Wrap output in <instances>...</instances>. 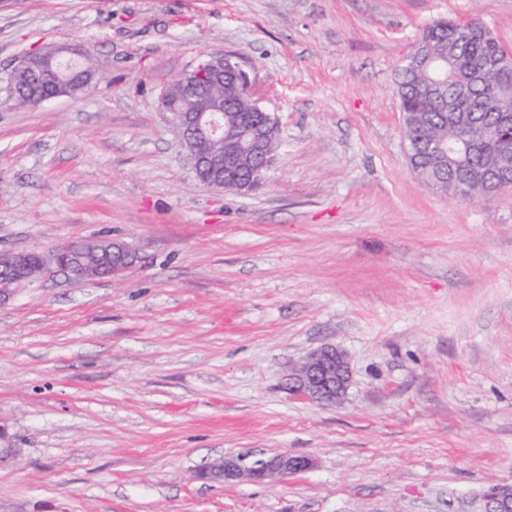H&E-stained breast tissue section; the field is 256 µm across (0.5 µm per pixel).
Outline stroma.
Wrapping results in <instances>:
<instances>
[{
	"instance_id": "obj_1",
	"label": "stroma",
	"mask_w": 512,
	"mask_h": 512,
	"mask_svg": "<svg viewBox=\"0 0 512 512\" xmlns=\"http://www.w3.org/2000/svg\"><path fill=\"white\" fill-rule=\"evenodd\" d=\"M512 48V0H0V79L53 46L107 80L22 110L0 92V250L48 261L0 298V512H481L512 486V188L412 173L394 77L438 18ZM232 57L278 120L261 186L195 177L167 81ZM112 238L141 260L69 280ZM339 347L333 405L289 389ZM251 451L315 458L200 478ZM98 250H101V255L97 258V262L103 273V260L111 255L112 258L107 259L105 264L108 272L112 274H115L112 272V260L122 258V261L125 263L124 271L136 264L140 259L135 251L122 243L112 242V240H101L97 242L72 241L53 255V261L61 271L76 280L103 276L89 264L90 255ZM314 466L315 461L312 457L296 455L288 451L260 456L246 452L214 462L202 473V476L224 483L242 479L263 483L307 472Z\"/></svg>"
}]
</instances>
